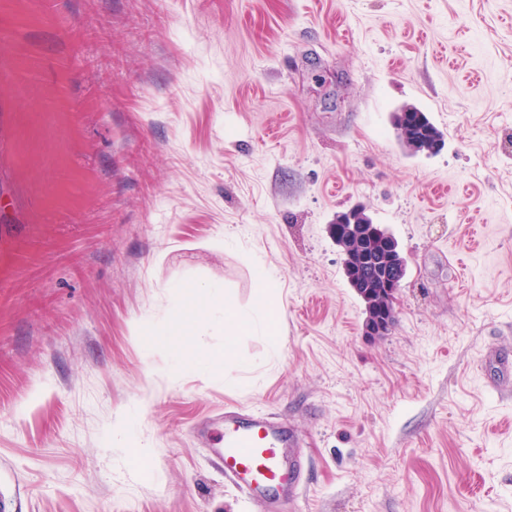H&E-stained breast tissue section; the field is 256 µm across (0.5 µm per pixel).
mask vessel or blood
I'll use <instances>...</instances> for the list:
<instances>
[{
  "mask_svg": "<svg viewBox=\"0 0 512 512\" xmlns=\"http://www.w3.org/2000/svg\"><path fill=\"white\" fill-rule=\"evenodd\" d=\"M488 361L494 367L492 388L512 391V356L506 347L493 346ZM224 434L213 449L225 474L251 497L263 499L279 512L295 491L302 470L298 437L284 421L272 415L255 417L228 409Z\"/></svg>",
  "mask_w": 512,
  "mask_h": 512,
  "instance_id": "obj_1",
  "label": "vessel or blood"
}]
</instances>
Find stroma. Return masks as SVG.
Instances as JSON below:
<instances>
[{
    "label": "stroma",
    "mask_w": 512,
    "mask_h": 512,
    "mask_svg": "<svg viewBox=\"0 0 512 512\" xmlns=\"http://www.w3.org/2000/svg\"><path fill=\"white\" fill-rule=\"evenodd\" d=\"M0 86L8 512H268L194 435L224 406L298 435L285 512H512V0H0ZM357 206L407 261L376 338L329 233ZM261 270L278 344L186 372L149 336ZM401 144L411 154L418 152L434 153L441 145L442 135L425 112L414 105H403L391 116ZM509 348L492 346L488 351V362L494 367L495 374L491 380L492 388L498 393L512 390V358L506 353Z\"/></svg>",
    "instance_id": "obj_1"
}]
</instances>
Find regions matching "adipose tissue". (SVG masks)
Here are the masks:
<instances>
[{"label":"adipose tissue","mask_w":512,"mask_h":512,"mask_svg":"<svg viewBox=\"0 0 512 512\" xmlns=\"http://www.w3.org/2000/svg\"><path fill=\"white\" fill-rule=\"evenodd\" d=\"M195 294L201 295L203 304L193 306L164 330L154 332V339L173 351L177 366L183 370L195 368L204 351L193 339L191 325L195 320L206 318L212 307L218 306L224 312V350L221 359L231 357L237 347L238 339L249 333L256 322H263L267 332H274L276 312L268 302V284L266 277H259L252 311L239 308L231 293L217 294L214 290L198 286Z\"/></svg>","instance_id":"1"}]
</instances>
